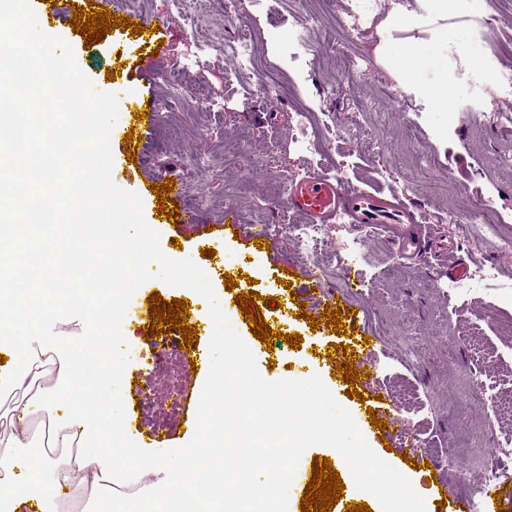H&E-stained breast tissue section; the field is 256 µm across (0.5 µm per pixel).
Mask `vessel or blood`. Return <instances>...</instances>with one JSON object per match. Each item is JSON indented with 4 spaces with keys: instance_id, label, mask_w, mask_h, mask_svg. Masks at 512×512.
I'll use <instances>...</instances> for the list:
<instances>
[{
    "instance_id": "obj_1",
    "label": "vessel or blood",
    "mask_w": 512,
    "mask_h": 512,
    "mask_svg": "<svg viewBox=\"0 0 512 512\" xmlns=\"http://www.w3.org/2000/svg\"><path fill=\"white\" fill-rule=\"evenodd\" d=\"M110 0H31L45 31H54L60 19L75 14L77 8H102ZM290 202L307 211L314 223L332 224L337 214L347 215L350 223L366 228L383 225L392 246L399 252L416 256L423 252L450 251L454 244L445 238L433 237L415 213L398 199L383 191L359 185H344L340 179L312 175L294 183Z\"/></svg>"
}]
</instances>
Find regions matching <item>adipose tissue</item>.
<instances>
[{"mask_svg":"<svg viewBox=\"0 0 512 512\" xmlns=\"http://www.w3.org/2000/svg\"><path fill=\"white\" fill-rule=\"evenodd\" d=\"M14 295L0 290V348L14 353L16 366L0 371V393L23 390L28 378L41 366L45 354H53L55 368L51 387L35 396L19 400L21 415L44 418L54 438L62 444L78 441L93 449L91 469L80 470L75 489H83L95 512H114L122 496L118 488L126 474L122 461L103 450L107 443L121 440L119 432L108 430L100 418L87 411L80 399L67 393L73 378V361L79 355L70 334L31 346L28 339L13 331ZM30 440L21 435L0 434V512H75V490L65 489L58 478L59 464L46 457L32 465Z\"/></svg>","mask_w":512,"mask_h":512,"instance_id":"ef3b65f1","label":"adipose tissue"}]
</instances>
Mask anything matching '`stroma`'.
<instances>
[{"instance_id":"35a3bbf8","label":"stroma","mask_w":512,"mask_h":512,"mask_svg":"<svg viewBox=\"0 0 512 512\" xmlns=\"http://www.w3.org/2000/svg\"><path fill=\"white\" fill-rule=\"evenodd\" d=\"M225 2L209 0V16L198 24L172 0H112L113 14L161 29L160 50L151 56L133 49L130 30L111 29L90 45L70 21H61L57 36L97 89L111 91L112 72L132 77L135 89L155 101L136 158L113 171L114 183L179 181L178 205L192 210L197 223H164L157 198L143 201L145 221L159 233L164 255L192 260L208 275L265 380L320 376L350 410L356 400L348 396L341 371L316 363L319 351L337 340L333 328L315 330L298 319L291 331L300 334V348L275 352L228 304L224 277L243 274L240 259L251 240L244 234L215 239L212 258L202 256L197 240L222 230L229 211L243 225H270L253 291L271 329L280 323L265 297L278 281L308 288L313 306L323 300V290L314 287L318 281L344 296L357 315L358 334L374 345L366 355L370 387L399 418L394 427L365 423L359 430L381 459L411 481L426 512H446L445 502L469 498V482L483 481L491 470L497 486L512 488V458L478 464L470 453L512 436V425L492 401L512 390V302L503 300L501 290L512 285V254H504L500 241L473 240L471 232L473 215L488 196L512 226V161L505 159L512 128L494 120L512 112V100L499 98L493 81L494 70H512V0H455L444 14L428 0H236L231 8ZM352 13L359 14L361 31L344 27ZM312 16L318 23L311 28ZM301 28L314 47L305 57L295 56L291 45ZM239 33L251 38L256 53L246 66L224 50L225 37ZM435 43L447 49L449 112L436 111L425 90L443 76L438 70L427 69L414 82L400 76L402 55ZM359 57L367 67H351ZM190 59L197 62L194 81L172 96V73ZM273 75L279 84L274 93L267 88ZM305 142L317 144V151L302 150ZM311 173L394 192L424 223L458 238L459 256L469 267H494L496 285L448 294L447 260L399 255L385 232L354 224L325 225L317 253L300 249L291 227L307 218L289 209L288 194ZM348 239L356 242L355 259L320 280L318 267L329 264ZM156 291L168 302L186 299L189 310L202 316L181 370L194 394H201L210 370L214 324L207 301L189 288L148 280L121 323L130 355L121 381L127 404L170 382L167 367L138 359L156 325L148 313ZM189 422L182 408L159 429L144 427L130 437L142 445L157 440L159 450H168L193 438ZM432 448L445 449V456L430 474L416 473L411 458Z\"/></svg>"}]
</instances>
